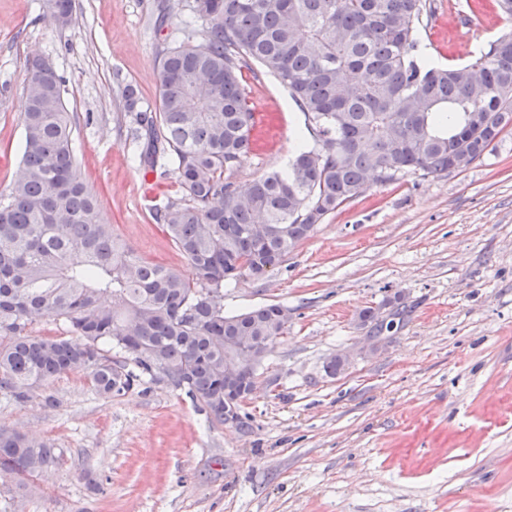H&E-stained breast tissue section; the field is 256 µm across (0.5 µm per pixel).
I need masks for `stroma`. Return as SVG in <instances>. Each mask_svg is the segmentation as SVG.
I'll use <instances>...</instances> for the list:
<instances>
[{
    "mask_svg": "<svg viewBox=\"0 0 512 512\" xmlns=\"http://www.w3.org/2000/svg\"><path fill=\"white\" fill-rule=\"evenodd\" d=\"M159 0H75L65 28L38 0H0V196L21 158L30 62H53L76 118L82 178L145 261L187 262L153 205L181 199L171 174L146 186L120 130L124 85L156 97ZM422 55L445 65L512 30L472 0H435ZM256 144L244 189L286 167L304 116L261 67L243 72ZM279 304L288 332L256 371L247 428L208 420L167 379L109 399L75 371L0 394V427L58 458L33 498L0 487V512H512V129L464 171L372 184L329 214L265 279L224 290V310ZM393 320L377 350L359 314ZM353 353L337 375L325 369Z\"/></svg>",
    "mask_w": 512,
    "mask_h": 512,
    "instance_id": "stroma-1",
    "label": "stroma"
}]
</instances>
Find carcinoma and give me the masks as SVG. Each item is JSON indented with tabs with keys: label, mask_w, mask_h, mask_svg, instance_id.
<instances>
[{
	"label": "carcinoma",
	"mask_w": 512,
	"mask_h": 512,
	"mask_svg": "<svg viewBox=\"0 0 512 512\" xmlns=\"http://www.w3.org/2000/svg\"><path fill=\"white\" fill-rule=\"evenodd\" d=\"M61 27L74 0H43ZM432 0H177L154 26L182 38L159 56V96L123 88L116 121L145 171H172L186 199L152 211L186 258L184 273L149 263L116 237L87 193L73 149L64 81L30 69L23 150L0 198V391L17 400L64 373L88 372L121 396L166 378L224 424V352L276 341L280 305L226 314L224 286L261 280L365 185L463 171L512 127V32L474 60L442 66L417 54ZM256 62L288 90L306 134L288 167L240 193L255 115L243 67ZM53 318L70 339L28 335ZM56 461L44 441L0 428V477L20 489Z\"/></svg>",
	"instance_id": "obj_1"
}]
</instances>
